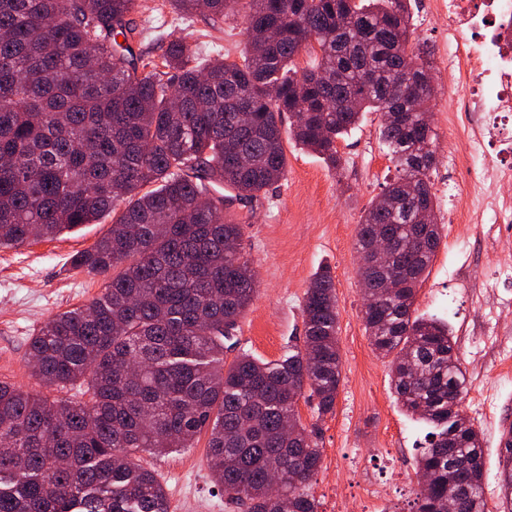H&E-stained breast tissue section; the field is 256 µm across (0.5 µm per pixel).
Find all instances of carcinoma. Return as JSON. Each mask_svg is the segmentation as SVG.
Here are the masks:
<instances>
[{
	"label": "carcinoma",
	"mask_w": 512,
	"mask_h": 512,
	"mask_svg": "<svg viewBox=\"0 0 512 512\" xmlns=\"http://www.w3.org/2000/svg\"><path fill=\"white\" fill-rule=\"evenodd\" d=\"M213 22L242 0H168ZM238 61L169 40L164 70L129 40L137 0H0V248L112 216L109 232L72 258L108 279L89 304L54 315L30 338L32 374L47 390L82 380L87 400L49 399L0 382V512H170L138 451L169 454L208 435L224 497L247 512H317L315 429L298 414L334 412L341 383L335 280L317 270L305 291V344L275 361H224L252 303L251 263L230 250L241 222L224 192L248 200L284 178L290 135L331 168L336 143L367 112L396 171L364 212L357 249L386 235L389 265L369 266L363 319L391 359L402 408L431 426L416 459L414 512H486L479 433L457 426L466 376L448 323L415 314L417 287L441 241L431 174L437 135L429 52L412 41L410 0H247ZM123 42H118V38ZM313 55L301 69L296 58ZM401 269L404 287L385 297ZM502 512H512V426L502 434Z\"/></svg>",
	"instance_id": "carcinoma-1"
}]
</instances>
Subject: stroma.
Segmentation results:
<instances>
[{"label":"stroma","mask_w":512,"mask_h":512,"mask_svg":"<svg viewBox=\"0 0 512 512\" xmlns=\"http://www.w3.org/2000/svg\"><path fill=\"white\" fill-rule=\"evenodd\" d=\"M142 36L133 47L159 60L171 35L190 33L208 50L236 61L245 34L239 18L212 24L174 12L167 0H138L132 15ZM414 39L427 46L438 93L430 122L438 135L439 160L431 175L441 209L456 211L419 286L417 314L447 321L466 373V417L484 451V497L497 504L500 431L512 426V225L494 216L512 212V152L495 145L500 172L474 183L463 175L469 137L443 93L453 79L444 70L448 19L416 23ZM380 117L371 112L338 140L339 169L284 136V178L256 200L225 210L244 217L240 250L256 271V296L239 322L234 352L265 360L302 347L304 293L318 268L330 267L336 283L342 383L334 413L317 416L299 401L304 425L315 427L322 451L314 496L318 512H373L398 504L411 512L417 486V448L425 425L407 414L391 388L388 360L378 357L362 318L356 234L360 218L395 174L379 140ZM111 218L57 238L0 248V382L40 391L28 363V343L53 315L88 304L105 288L104 277L73 269L72 256L91 248ZM137 465L153 471L165 487L170 512H246L212 481L207 440L170 454L137 453Z\"/></svg>","instance_id":"35a3bbf8"}]
</instances>
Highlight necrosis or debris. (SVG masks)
<instances>
[{"label": "necrosis or debris", "instance_id": "obj_1", "mask_svg": "<svg viewBox=\"0 0 512 512\" xmlns=\"http://www.w3.org/2000/svg\"><path fill=\"white\" fill-rule=\"evenodd\" d=\"M432 9L447 16L453 37L448 61L457 78L448 99L451 111L486 115L482 132L467 144L476 161L465 172L477 182L497 170L487 139H512V130L499 120L512 113V0H434Z\"/></svg>", "mask_w": 512, "mask_h": 512}]
</instances>
